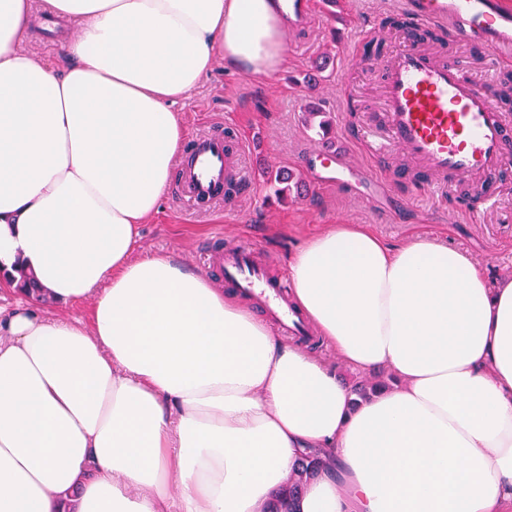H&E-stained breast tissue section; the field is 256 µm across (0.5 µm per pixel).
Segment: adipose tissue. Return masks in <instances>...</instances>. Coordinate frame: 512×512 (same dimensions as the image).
<instances>
[{"label": "adipose tissue", "instance_id": "1", "mask_svg": "<svg viewBox=\"0 0 512 512\" xmlns=\"http://www.w3.org/2000/svg\"><path fill=\"white\" fill-rule=\"evenodd\" d=\"M0 0V512H512V279L419 235L333 224L288 262L290 304L369 399L236 294L137 256L215 59L285 62L278 0H46L71 63L20 47ZM92 300L90 325L45 314ZM322 462L288 493L312 452ZM337 372L340 374L342 379L351 386L357 382L354 385L353 392L360 398H363L367 396L369 393L373 392L377 386L384 385L383 382H381L380 380L375 382L362 381L365 379L373 378L360 376L358 374L351 372L349 369L343 366L337 367Z\"/></svg>", "mask_w": 512, "mask_h": 512}]
</instances>
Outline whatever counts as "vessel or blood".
Returning a JSON list of instances; mask_svg holds the SVG:
<instances>
[{"label": "vessel or blood", "instance_id": "obj_1", "mask_svg": "<svg viewBox=\"0 0 512 512\" xmlns=\"http://www.w3.org/2000/svg\"><path fill=\"white\" fill-rule=\"evenodd\" d=\"M281 9L288 15V43L298 46V34L316 19L313 0H284ZM404 10L421 27L484 49L490 69L512 60V0H404ZM380 67L383 120L363 136L368 152L380 156L397 150L412 158L427 193L470 180L486 203H493L496 176L512 163L507 149L512 125L491 90L419 47L396 52ZM245 149V142L229 143L220 131L192 137L178 163L180 195L202 210L222 199L227 182L254 190L240 162ZM255 254V245L244 243L203 252L200 260L229 287L258 298L279 332L302 333V316L283 301L286 281L260 265Z\"/></svg>", "mask_w": 512, "mask_h": 512}]
</instances>
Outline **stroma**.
<instances>
[{
  "instance_id": "35a3bbf8",
  "label": "stroma",
  "mask_w": 512,
  "mask_h": 512,
  "mask_svg": "<svg viewBox=\"0 0 512 512\" xmlns=\"http://www.w3.org/2000/svg\"><path fill=\"white\" fill-rule=\"evenodd\" d=\"M393 3L336 0L330 8L322 2L305 48L287 49L285 67L264 83L216 60L177 105L184 135L220 129L226 137L246 139L244 163L256 174V189L191 213L175 187H167L160 211L142 226L137 255L170 256L196 270L200 253L215 241L229 246L250 240L274 274L283 276L290 256L319 230L367 224L395 245L425 231L446 233L449 243L474 255L490 277L512 276V175L502 178L491 206L476 198L468 183L432 197L409 178L406 156L369 157L362 149L361 137L380 109L382 80L361 54L373 37L382 39L387 54L403 43L401 33L382 24ZM70 34V23L59 20L50 28L38 16L23 47L37 60L62 67L70 59ZM326 53L335 58V78L307 87L304 75ZM312 104L337 122L338 145L356 170L342 185L325 186L313 172L320 129L309 124ZM282 171L303 177L301 193L285 200L277 197L276 176Z\"/></svg>"
}]
</instances>
